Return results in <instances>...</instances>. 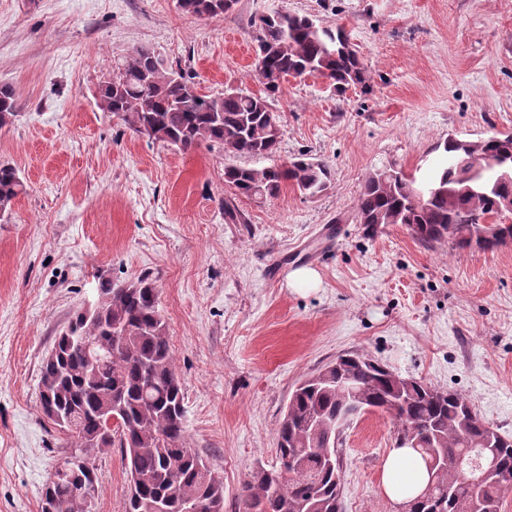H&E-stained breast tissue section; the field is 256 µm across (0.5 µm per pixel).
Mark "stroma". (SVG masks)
Wrapping results in <instances>:
<instances>
[{
  "instance_id": "stroma-1",
  "label": "stroma",
  "mask_w": 512,
  "mask_h": 512,
  "mask_svg": "<svg viewBox=\"0 0 512 512\" xmlns=\"http://www.w3.org/2000/svg\"><path fill=\"white\" fill-rule=\"evenodd\" d=\"M275 10L343 25L368 80L339 95L318 76L287 78L272 156L182 151L100 110L101 85L140 47L186 71L200 95L261 93L255 36ZM1 85L16 90L18 116L0 127V162L26 190L0 221V512H41L68 453L39 400L56 336L102 280L146 272L183 387L186 444L223 478L224 512H243L257 466H278L296 384L350 351L462 393L512 439V242L426 244L403 224L370 235L355 212L370 173L428 170L451 135L512 132V0H237L212 18L177 0H0ZM303 154L329 167L319 196L288 182L256 203L224 183L226 166ZM230 198L244 223L225 220ZM300 267L318 272L317 288L289 287ZM394 446L386 414L352 420L342 512H400L380 479ZM85 461L98 477L93 512H125L120 448Z\"/></svg>"
}]
</instances>
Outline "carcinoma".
<instances>
[{
	"mask_svg": "<svg viewBox=\"0 0 512 512\" xmlns=\"http://www.w3.org/2000/svg\"><path fill=\"white\" fill-rule=\"evenodd\" d=\"M183 12L215 17L229 12L236 0H180ZM256 72L262 94L228 90L219 97L199 95L190 78L162 56L139 48L126 57L116 77L100 89L98 106L120 113L135 132L188 151L213 143L224 152L270 156L281 137V119L271 101L289 77L320 76L343 93L366 82V67L340 26H323L308 15L275 11L260 19L256 36ZM18 116L14 90L0 87V126ZM447 164L421 178L378 170L369 175L356 204L357 221L374 232L375 224H405L424 243L445 238L460 247L472 245L486 230L485 248L512 237V226L481 224L494 212V199L512 194V181L498 179L502 160L512 167V133L477 141L448 138L436 145ZM475 161L470 180H458L455 161ZM292 184L315 197L329 187L327 167L303 156L263 169L227 166L224 183L237 197L256 202L276 196ZM24 183L16 167L0 163V217L9 216ZM93 337L112 348L102 364L87 360L81 342ZM344 383L358 402L376 407L396 423V447L409 433L421 437L436 455L427 466L438 480L439 512H501L512 494V441L483 419L468 399L414 378L402 377L365 356L331 362L313 382L292 392L278 428L280 468L257 469L240 494L244 512H341L340 456L336 415L352 403L338 388ZM40 403L59 428L79 427L76 451L85 441L97 447L121 448L129 488L125 512H188L196 502L207 512H224V480L199 452L185 444L182 384L175 371L167 324L158 308V289L147 276L130 282L100 284L97 311L78 312L57 336L40 369ZM112 438H101L109 420ZM483 448L498 450V471L471 491L453 466L465 451L478 461ZM90 468L51 476L45 484L41 512H91V499L79 490L95 488Z\"/></svg>",
	"mask_w": 512,
	"mask_h": 512,
	"instance_id": "obj_1",
	"label": "carcinoma"
}]
</instances>
